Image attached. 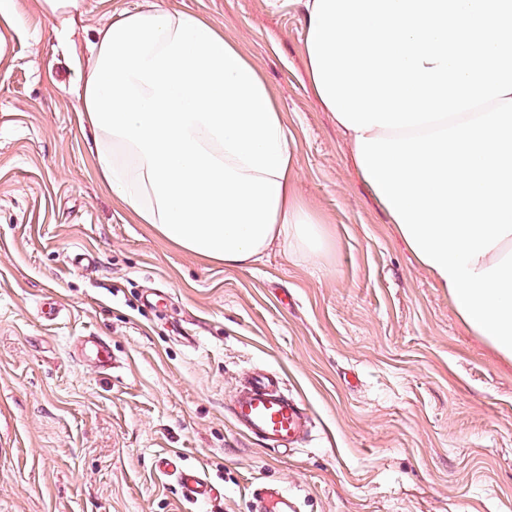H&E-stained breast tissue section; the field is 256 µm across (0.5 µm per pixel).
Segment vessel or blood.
<instances>
[{"instance_id": "obj_1", "label": "vessel or blood", "mask_w": 512, "mask_h": 512, "mask_svg": "<svg viewBox=\"0 0 512 512\" xmlns=\"http://www.w3.org/2000/svg\"><path fill=\"white\" fill-rule=\"evenodd\" d=\"M74 357L94 362L102 371L112 368L110 347L103 337L95 334L79 339ZM227 411L244 435L274 450H284L289 444L298 443L309 424L300 401L283 391L279 378L274 375L259 374L248 379L229 402ZM157 468L161 473L175 475L184 497L191 502L202 504L215 495L214 487L198 469L177 466L169 457L160 458ZM250 512L295 510L287 498L262 488L253 492Z\"/></svg>"}]
</instances>
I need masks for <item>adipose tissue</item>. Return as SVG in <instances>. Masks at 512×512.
Masks as SVG:
<instances>
[{
	"instance_id": "adipose-tissue-1",
	"label": "adipose tissue",
	"mask_w": 512,
	"mask_h": 512,
	"mask_svg": "<svg viewBox=\"0 0 512 512\" xmlns=\"http://www.w3.org/2000/svg\"><path fill=\"white\" fill-rule=\"evenodd\" d=\"M91 52L79 96L97 172L137 223L229 268L276 242L321 260L329 239L294 192L283 114L220 31L148 0L98 29Z\"/></svg>"
}]
</instances>
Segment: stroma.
Returning <instances> with one entry per match:
<instances>
[{
    "label": "stroma",
    "instance_id": "35a3bbf8",
    "mask_svg": "<svg viewBox=\"0 0 512 512\" xmlns=\"http://www.w3.org/2000/svg\"><path fill=\"white\" fill-rule=\"evenodd\" d=\"M143 0H85L63 34L38 0L0 17V512H512V361L459 317L357 174L306 72L293 0H155L252 60L296 141L319 265L273 245L247 268L134 223L100 181L77 90L97 30ZM88 261H81V254ZM107 337L105 374L72 356ZM276 373L312 426L282 453L226 406ZM176 453L218 491L183 500ZM271 509H273L271 511ZM288 498L274 495L266 489H256L252 494L250 512H295Z\"/></svg>",
    "mask_w": 512,
    "mask_h": 512
}]
</instances>
